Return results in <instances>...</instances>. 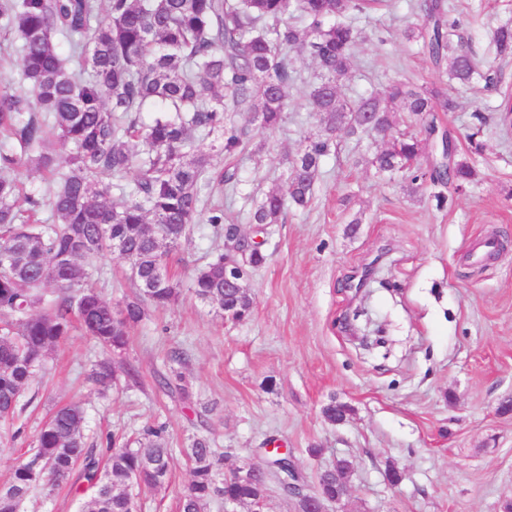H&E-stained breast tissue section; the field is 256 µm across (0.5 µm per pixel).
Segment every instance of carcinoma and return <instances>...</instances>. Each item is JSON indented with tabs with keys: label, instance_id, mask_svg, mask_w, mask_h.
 I'll list each match as a JSON object with an SVG mask.
<instances>
[{
	"label": "carcinoma",
	"instance_id": "1",
	"mask_svg": "<svg viewBox=\"0 0 512 512\" xmlns=\"http://www.w3.org/2000/svg\"><path fill=\"white\" fill-rule=\"evenodd\" d=\"M379 0H0V24L21 40L20 87L0 80V430L15 438L22 414L32 406V386L47 353L77 322L102 348L119 351L131 325L150 307L179 297L168 257L201 221L224 230V206L202 217L201 193L213 166L212 152L233 157L246 149L251 132L272 130L288 111V89L302 81L297 57L314 65L309 105L322 131L289 159L287 191L272 190L254 204L249 223H279L285 206L307 207L324 158L340 130L349 137L373 131L386 138L371 158L379 174L403 173L411 189L431 182L460 192L475 177L465 158L424 168L420 157L434 133L436 112L457 107L454 91L476 81L499 83L492 68L453 36L442 0H421L425 21L406 30L447 81L432 88L392 82L353 100L339 81L352 66L358 31L346 21ZM69 47L63 57L60 43ZM499 56L512 55V26L492 31ZM152 104L156 116L140 120ZM407 112L423 123L425 137L395 128L393 114ZM220 135L206 151L194 134ZM69 145L60 163L53 145ZM45 174L53 223L37 217L40 202L23 191L16 172ZM131 183H121L128 172ZM110 254L127 263L134 296L112 308L88 286L87 261ZM266 261L256 244L237 262L241 288L224 290V254L197 269L195 296L232 322L247 320L254 298L249 269ZM136 376L127 365L106 360L89 379L107 390L118 374ZM171 396L189 398L183 372L170 368L158 380ZM85 415L75 404L56 408L44 421L29 459L0 486V512H20L39 485L74 473L84 479L81 512H136L129 487L157 491L168 483L173 448L165 428L149 427L138 447L106 440L108 466L86 447ZM191 463L180 512H201L210 502L250 506L265 501L258 479L224 477L223 456L207 436L183 448ZM352 466L340 461L322 482L331 494L350 483Z\"/></svg>",
	"mask_w": 512,
	"mask_h": 512
}]
</instances>
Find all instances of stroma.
Returning a JSON list of instances; mask_svg holds the SVG:
<instances>
[{
    "label": "stroma",
    "instance_id": "obj_1",
    "mask_svg": "<svg viewBox=\"0 0 512 512\" xmlns=\"http://www.w3.org/2000/svg\"><path fill=\"white\" fill-rule=\"evenodd\" d=\"M446 2L461 22L464 47L512 90V58H496L491 41L494 28L512 24V0ZM422 20L419 0H387L382 10L354 14L359 38L342 95L354 98L395 80L437 82L438 70L403 36ZM381 35L386 44L378 43ZM298 67L304 80L288 90L285 120L255 133L260 153L214 160L215 170L236 171L240 180L222 201L225 223L245 234L254 198L284 188L287 158L320 131L306 100L313 64L304 56ZM499 101L479 84L460 92L456 111L437 115L439 132L451 134L458 155L470 156L476 170L461 193L426 184L408 195L401 177L377 176L369 165L381 145L375 133L339 135L311 205L288 210L273 226L267 261L248 278L255 304L244 322L224 320L193 294L194 270L224 249L210 225H194L170 267L178 300L148 311L131 327L126 348L112 355L137 376L99 394L87 374L104 353L73 331L48 355L34 385L37 408L22 417L24 435L0 432V485L26 457L49 410L74 403L85 410L91 448L110 433L134 438L146 426H166L175 448L169 482L137 495L141 512H179L190 470L181 449L196 434L214 439L228 471L261 461L276 441L311 489L321 470L349 460L350 492L328 512H503L512 500V411L500 410L512 400V129L499 121ZM480 115L483 150L474 155L466 135ZM488 238L497 240V254L474 260ZM367 271L394 287L377 299L400 326V342L386 359L358 349L342 325L359 302L356 280ZM90 275L116 308L134 289L126 265L110 255L95 260ZM174 349L184 355L187 403L158 386ZM333 399L349 407L345 422L325 419ZM392 469L400 476L395 484ZM23 510L79 512L80 498L70 481L40 487Z\"/></svg>",
    "mask_w": 512,
    "mask_h": 512
}]
</instances>
